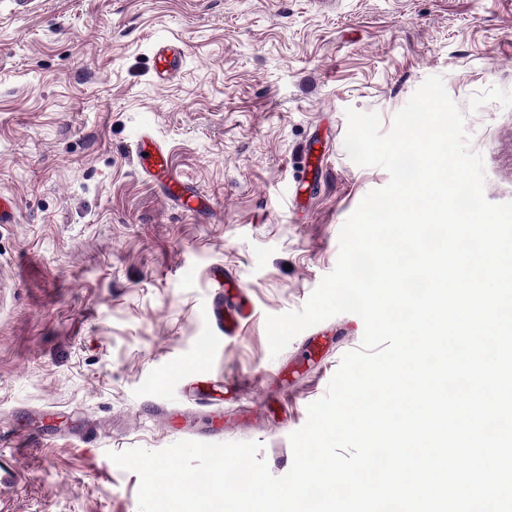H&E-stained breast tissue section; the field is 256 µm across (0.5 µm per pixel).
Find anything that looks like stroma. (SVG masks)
<instances>
[{"label":"stroma","instance_id":"obj_1","mask_svg":"<svg viewBox=\"0 0 512 512\" xmlns=\"http://www.w3.org/2000/svg\"><path fill=\"white\" fill-rule=\"evenodd\" d=\"M165 38L187 57L161 83ZM431 76L487 200L512 201V0H0V195L16 206L0 224V468L23 476L0 512H138L139 478L109 452L183 440L257 442L289 471L290 434L364 324L336 315L274 356L265 320L303 307L389 181L349 159L346 109L389 130ZM145 122L210 210L144 180ZM216 269L252 315L207 352Z\"/></svg>","mask_w":512,"mask_h":512}]
</instances>
